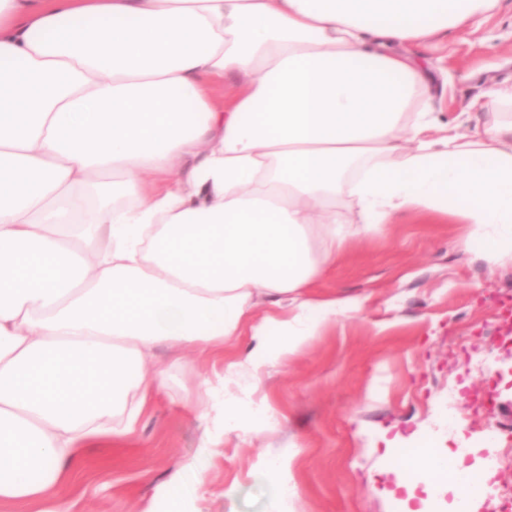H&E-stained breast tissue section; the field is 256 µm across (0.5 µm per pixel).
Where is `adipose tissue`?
<instances>
[{
    "label": "adipose tissue",
    "instance_id": "ef3b65f1",
    "mask_svg": "<svg viewBox=\"0 0 512 512\" xmlns=\"http://www.w3.org/2000/svg\"><path fill=\"white\" fill-rule=\"evenodd\" d=\"M496 4L0 0V507L70 512L81 449L159 391V347L245 334L224 375L254 374L357 311L306 293L356 234L340 192L364 230L418 212L512 252V122L439 124L403 51Z\"/></svg>",
    "mask_w": 512,
    "mask_h": 512
}]
</instances>
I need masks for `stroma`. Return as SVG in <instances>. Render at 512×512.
Masks as SVG:
<instances>
[{
	"label": "stroma",
	"instance_id": "stroma-1",
	"mask_svg": "<svg viewBox=\"0 0 512 512\" xmlns=\"http://www.w3.org/2000/svg\"><path fill=\"white\" fill-rule=\"evenodd\" d=\"M420 53L428 110L440 122L482 130L476 99L512 84V0H499L467 39L441 38ZM466 232L449 219L403 214L381 232L358 235L313 291L359 296L364 305L233 386L241 411L266 430L221 436L206 459L205 485L184 488L182 512H454V488L405 487L393 455L423 443L448 456L469 448L463 465L483 471L485 486L470 512H495L498 491L512 487V465L484 472L495 447L483 430L493 424L512 436V333L491 301H512V253H461L456 242ZM243 350L232 344L177 364L160 349L159 396L135 434L83 450V466L63 489L71 512H171L161 488L213 431L195 403ZM452 384L464 391L455 434L441 423ZM263 404L270 411L261 416ZM264 455L285 461L296 496L258 480Z\"/></svg>",
	"mask_w": 512,
	"mask_h": 512
}]
</instances>
